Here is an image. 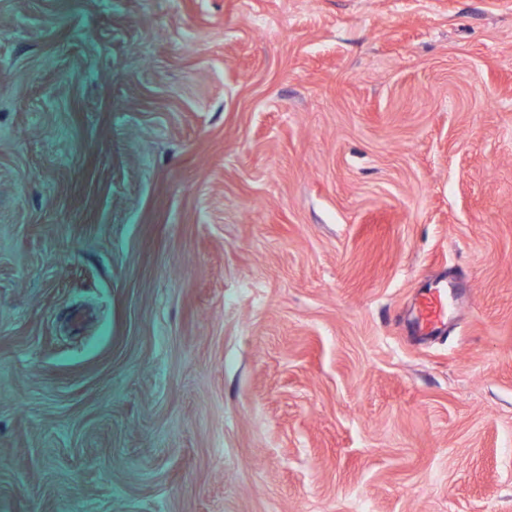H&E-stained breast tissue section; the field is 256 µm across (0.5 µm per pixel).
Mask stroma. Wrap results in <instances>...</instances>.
Returning <instances> with one entry per match:
<instances>
[{"label":"stroma","instance_id":"35a3bbf8","mask_svg":"<svg viewBox=\"0 0 512 512\" xmlns=\"http://www.w3.org/2000/svg\"><path fill=\"white\" fill-rule=\"evenodd\" d=\"M1 456L0 512H512V0H0ZM444 321L445 307L442 292L438 288L430 289L421 297L415 317V328L422 336H432L440 332Z\"/></svg>","mask_w":512,"mask_h":512}]
</instances>
